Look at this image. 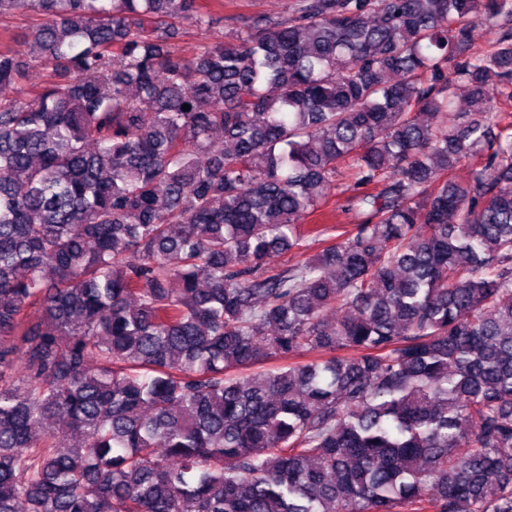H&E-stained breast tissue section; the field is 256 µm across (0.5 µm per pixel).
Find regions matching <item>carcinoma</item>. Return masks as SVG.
I'll return each instance as SVG.
<instances>
[{"mask_svg":"<svg viewBox=\"0 0 512 512\" xmlns=\"http://www.w3.org/2000/svg\"><path fill=\"white\" fill-rule=\"evenodd\" d=\"M31 2L0 512H512V0H296L192 69L199 0ZM344 168L362 223L301 230ZM38 16H36L29 5L21 3L17 5L14 16L11 20V25L15 30L16 34L22 35L21 44L18 46L20 52L24 55L25 60L28 62V80L25 83L27 90H34L39 87L45 80L47 71L41 65L40 59L38 58V52L36 48H29V45L25 43V34L29 33V30L39 22Z\"/></svg>","mask_w":512,"mask_h":512,"instance_id":"obj_1","label":"carcinoma"}]
</instances>
